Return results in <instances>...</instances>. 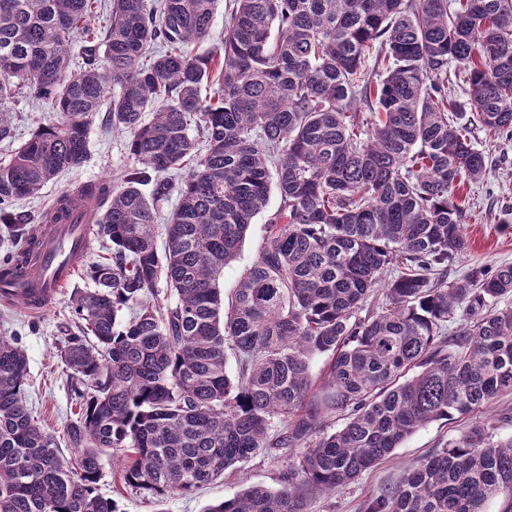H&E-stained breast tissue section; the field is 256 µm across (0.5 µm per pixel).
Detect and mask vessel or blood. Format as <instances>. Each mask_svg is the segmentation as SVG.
<instances>
[{"label":"vessel or blood","instance_id":"b4317fda","mask_svg":"<svg viewBox=\"0 0 512 512\" xmlns=\"http://www.w3.org/2000/svg\"><path fill=\"white\" fill-rule=\"evenodd\" d=\"M88 224H55L41 230L35 265L0 284V299H22L29 311L49 307L79 267V255L87 254Z\"/></svg>","mask_w":512,"mask_h":512}]
</instances>
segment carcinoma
<instances>
[{"mask_svg":"<svg viewBox=\"0 0 512 512\" xmlns=\"http://www.w3.org/2000/svg\"><path fill=\"white\" fill-rule=\"evenodd\" d=\"M97 2L0 0V142L22 94L57 114L0 164V265L30 264L31 225L73 209L112 244L60 349L74 457L0 336V512H123L98 493L111 453L161 502L263 451L288 461L283 485L204 512H309L429 423L512 394V265L445 278L468 249L463 187L488 171L472 125L512 140V0H230L224 41L195 55L217 0H112L103 25ZM101 111L130 165L38 213L15 206L82 166ZM273 190L227 303L219 280ZM329 416L346 422L326 433ZM496 430L472 425L363 512H485L512 494V436Z\"/></svg>","mask_w":512,"mask_h":512,"instance_id":"1","label":"carcinoma"}]
</instances>
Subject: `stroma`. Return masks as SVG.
<instances>
[{
	"instance_id": "35a3bbf8",
	"label": "stroma",
	"mask_w": 512,
	"mask_h": 512,
	"mask_svg": "<svg viewBox=\"0 0 512 512\" xmlns=\"http://www.w3.org/2000/svg\"><path fill=\"white\" fill-rule=\"evenodd\" d=\"M14 110L15 137L0 142V163L8 162L15 150L36 132L39 126L55 120L49 104L18 99ZM477 145L493 160L483 184L473 186L471 196L475 216L466 225L469 247L455 260L448 271L449 278L463 275L476 264L490 267L512 264V223L499 219L502 202H512V141L504 142L477 134ZM127 138L103 130L93 123L89 136L88 156L83 165L60 174L48 184L42 195L24 200L29 210H40L64 190L76 183L100 178H113L129 165ZM267 216L259 214L250 225L239 257L224 271L219 286L225 295H232L242 271L258 257L266 242ZM83 275H75L56 302L42 313L32 314L22 305L0 303V336L18 338L28 360V400L42 427L53 434L59 450H66L65 426L71 416V398L66 384L65 367L58 357L67 332L75 331L76 318L72 299L76 290L91 287ZM460 420H440L428 424L407 437L392 456L375 468L364 472L355 482L336 493L313 497L311 512H360L365 500L379 496L400 480L404 472L423 457L441 448L448 439L457 437L463 429ZM123 460L114 456L103 464L99 491L116 499L123 512H155L156 506L143 495L126 488L122 480ZM288 467L284 460L260 454L242 467L225 470L214 482L203 486L190 497H173L164 505L165 512H203L207 505L233 496L242 489L260 483L279 488Z\"/></svg>"
}]
</instances>
